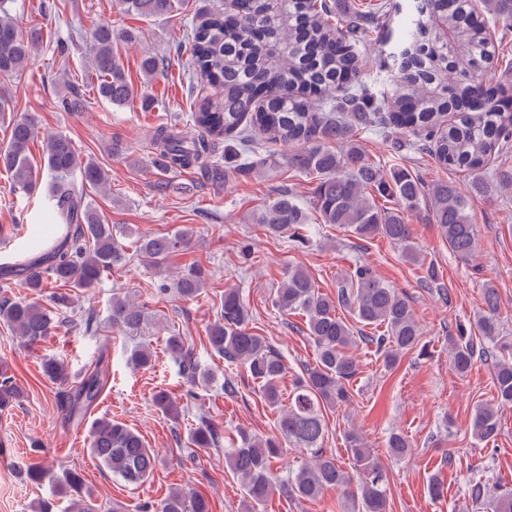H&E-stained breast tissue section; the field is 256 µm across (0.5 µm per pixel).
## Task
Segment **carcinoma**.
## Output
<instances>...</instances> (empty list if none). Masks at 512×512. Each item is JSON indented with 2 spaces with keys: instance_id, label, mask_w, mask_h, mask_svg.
Listing matches in <instances>:
<instances>
[{
  "instance_id": "1",
  "label": "carcinoma",
  "mask_w": 512,
  "mask_h": 512,
  "mask_svg": "<svg viewBox=\"0 0 512 512\" xmlns=\"http://www.w3.org/2000/svg\"><path fill=\"white\" fill-rule=\"evenodd\" d=\"M181 4L182 0H115L119 9L144 17L168 16ZM482 5L493 26L503 32L512 29V0H482ZM389 22L384 0L371 12L341 19L335 18L332 0H235L229 11L211 8L199 14L186 32L196 77L191 89L216 86L222 93L196 100V110L189 115L197 130L192 138L167 124L157 125L150 133L156 159L166 168L197 166L210 182L220 184L224 171L207 164L219 144L240 149L244 172L268 164L265 158H251L256 139L295 144L297 148L288 154V167L317 179L314 205L323 223L343 227L358 239L381 236L416 261L413 228L406 214L423 210L439 226L453 253L472 254L476 230L470 199L491 190L486 177L490 161L512 151V71L496 72L495 45L473 0H419L401 34L405 47L394 93L378 97L361 80L359 47L367 33L380 36ZM138 38V31L116 33L108 23L92 32L89 68L97 75L98 95L117 107L131 104L135 97L117 43ZM38 44L34 32L25 38L19 35L8 0H0V75L23 74ZM163 68L164 59L152 54L140 61L148 80ZM388 125L410 132L412 145L425 146L439 164L468 172L467 191L448 181L426 187L405 168L386 171L372 163L354 139V130ZM9 126V141L0 149V169L10 173L15 186L32 192L38 183L30 149L38 138L37 118L31 113L14 115ZM335 144L342 149L334 150ZM43 166L51 175L46 198L60 236L27 249L6 271L36 296L52 283L77 291L90 289L103 273L126 263L120 241L123 232L106 223L83 196L82 187H103L109 183V174L96 162L80 159L64 135L44 140ZM379 197L394 201L395 206L378 205ZM254 221L269 236L286 235L299 244L305 241L302 229L308 215L290 192L276 193ZM192 237L189 227L173 236L143 235L136 249L159 270L167 266L171 254L191 247ZM205 286V270L195 264L164 283L163 290L191 299ZM51 301V307L37 301H5L0 303V321L23 343H37L52 330L74 324L59 316V310L73 304L72 295L55 293ZM483 305L474 327L448 337L449 367L459 376L468 374L478 358L493 357L500 322L498 295L491 285L484 288ZM273 306L285 315L303 316L307 335L317 348L315 363L296 379L286 405L281 389L285 361L265 337L249 329L251 316L237 289H224L220 315L207 329L214 351L227 363L243 366L265 404L277 412L274 435L262 438L242 431L240 443L224 449L226 467L243 487L245 512H255L281 489L274 463L285 446L309 454V461L286 480L288 493L315 500L329 489H340L344 512H387L386 476L379 459L352 430L346 435L351 470H345L336 455L324 448L325 413L352 400L351 384L359 371L352 349L358 340L375 346L389 369L403 354L418 348L422 332L410 300L367 265L356 266L334 296L319 292L307 270L294 266L277 288ZM342 309L373 327V332L355 336L339 315ZM110 320L112 328L129 335L143 331L148 316L143 305L115 295ZM165 345L192 386L187 395L197 398L195 389L209 387L215 374L188 361L189 347L180 333L172 332ZM42 373L57 386L70 421L85 416L105 385L98 367L74 380L62 363L48 359ZM493 380L494 402L476 406L471 420L474 437L487 444L500 432L499 409L512 405V359L494 361ZM22 397V389L1 361L0 409L17 404ZM153 402L168 416L178 412L175 399L164 391L155 393ZM219 438L217 427L203 418L188 441L194 448H213ZM89 449L129 486L147 482L158 463L156 452L138 432L107 417L92 423ZM387 451L403 457L410 452V444L393 432ZM27 474L36 483H55L59 495L69 499V512H95L79 470L59 475L51 465L37 462ZM469 494L482 512H512L511 489L495 492L475 482ZM153 509L211 512L205 497L181 488L171 490L157 508L144 506L143 512Z\"/></svg>"
}]
</instances>
